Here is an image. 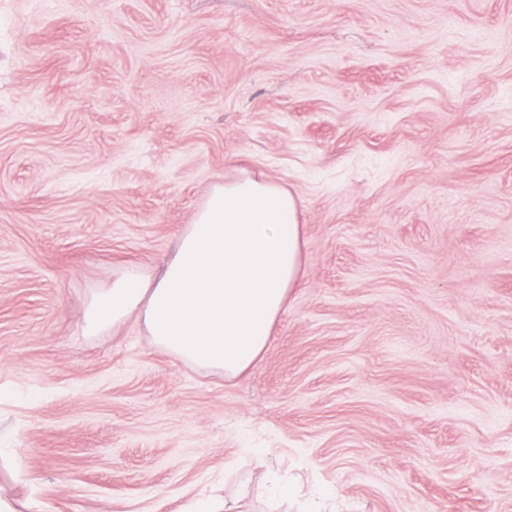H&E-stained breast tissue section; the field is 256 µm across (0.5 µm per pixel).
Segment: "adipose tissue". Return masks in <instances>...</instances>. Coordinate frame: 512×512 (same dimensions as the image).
I'll return each mask as SVG.
<instances>
[{"label":"adipose tissue","mask_w":512,"mask_h":512,"mask_svg":"<svg viewBox=\"0 0 512 512\" xmlns=\"http://www.w3.org/2000/svg\"><path fill=\"white\" fill-rule=\"evenodd\" d=\"M299 203L249 176L213 188L159 274L122 268L92 299L88 329L137 316L182 361L235 378L261 359L302 259Z\"/></svg>","instance_id":"ef3b65f1"}]
</instances>
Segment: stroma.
<instances>
[{
  "label": "stroma",
  "mask_w": 512,
  "mask_h": 512,
  "mask_svg": "<svg viewBox=\"0 0 512 512\" xmlns=\"http://www.w3.org/2000/svg\"><path fill=\"white\" fill-rule=\"evenodd\" d=\"M300 202L242 376L137 317L215 185ZM512 512V0H0V499L13 512ZM259 491L268 497L270 506L273 508H276L281 501L296 496L294 485L285 474L279 472H272L264 477Z\"/></svg>",
  "instance_id": "35a3bbf8"
}]
</instances>
